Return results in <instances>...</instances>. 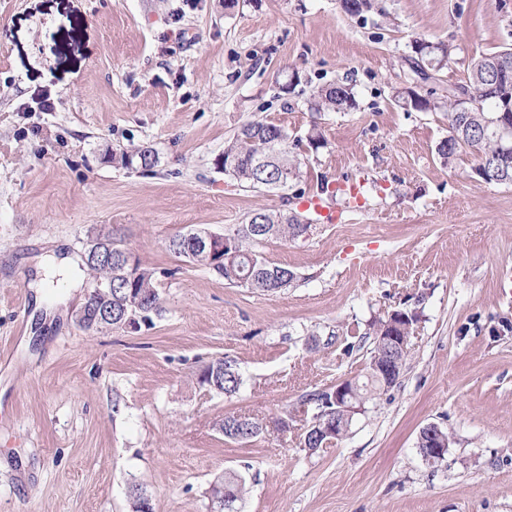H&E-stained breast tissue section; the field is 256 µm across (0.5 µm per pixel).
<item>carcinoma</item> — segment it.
Masks as SVG:
<instances>
[{"label":"carcinoma","instance_id":"obj_1","mask_svg":"<svg viewBox=\"0 0 512 512\" xmlns=\"http://www.w3.org/2000/svg\"><path fill=\"white\" fill-rule=\"evenodd\" d=\"M418 63L423 64L428 57L437 58L438 64L448 60V47L443 45L436 51L427 52L432 42L421 38L414 40ZM512 57V48L504 47L498 51L484 54L471 64L468 85L459 89H448V100L442 108L448 114V137L440 142L436 153L445 162L468 151L478 158V168L488 171V180L500 183H512V140L500 137L495 120L504 117L512 123V73L496 84L490 81L486 72L487 63L492 58L503 55ZM466 99L467 111H459L455 93ZM398 103L404 107L419 110L432 108L430 101L420 98L411 91L398 95ZM356 106L353 87L336 83L318 88L313 93L311 110L348 111ZM325 146L324 139L316 129H311L305 138L290 139L288 132L280 125L266 120H252L245 123L239 132L224 145L222 166L224 174L252 188H270V183L285 178L298 180L303 177L302 166L307 159L306 153L316 152ZM266 155L270 162L262 170L254 168L257 157ZM122 163H134L143 168H151L157 163L155 152L149 147H137L122 155ZM313 229V225L302 223L300 215L284 210L271 211L257 209L244 224H235L224 231L232 236L230 246L224 248V268L219 274L232 286L246 287L257 292L274 294L290 287L297 274L288 267L272 262L261 252V248L274 240H296ZM89 284L112 280V294L106 298L95 289H90L91 298L96 302L112 304V309L121 312L127 305V289H134L133 296L143 297L142 324L150 325L153 317L164 311L163 299L158 289L157 272L136 265V277L128 280L117 268L85 263ZM418 314L411 310L402 311V319L389 315L373 319L364 332L346 337L344 353L352 354L363 339L373 337V347L368 362L355 376L353 389L355 402L365 405L376 399L381 392L392 387L374 370L373 365L382 359L388 350L378 341L380 336H388L398 327L407 325L414 332ZM209 382L220 390V394L232 397L238 393L241 376L236 363L224 357L218 358L198 375V382ZM332 389L311 395L305 404L314 405V411L334 408L331 402ZM238 417L224 415V438L237 443H249L258 437L263 427L252 419L244 426L237 424Z\"/></svg>","mask_w":512,"mask_h":512}]
</instances>
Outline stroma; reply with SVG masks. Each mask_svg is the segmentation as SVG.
Here are the masks:
<instances>
[{
  "instance_id": "1",
  "label": "stroma",
  "mask_w": 512,
  "mask_h": 512,
  "mask_svg": "<svg viewBox=\"0 0 512 512\" xmlns=\"http://www.w3.org/2000/svg\"><path fill=\"white\" fill-rule=\"evenodd\" d=\"M417 38L450 52L426 79ZM510 45L512 0H376L360 17L341 0H0V512H131L135 484L153 512H218L208 488L227 471L248 487L238 512H512V184L435 151L438 102ZM336 82L355 108L310 111ZM405 88L435 110L398 106ZM262 118L327 141L284 194L220 166ZM142 145L154 167L120 163ZM285 207L315 229L264 247L298 275L279 293L168 248ZM98 234L160 271L153 326L76 325L88 276L46 264ZM394 310L419 315L397 384L307 452L277 420L353 377L372 345L345 355L348 328ZM219 357L242 377L229 399L197 382ZM228 412L266 429L226 440ZM429 424L451 437L435 466L417 448Z\"/></svg>"
}]
</instances>
